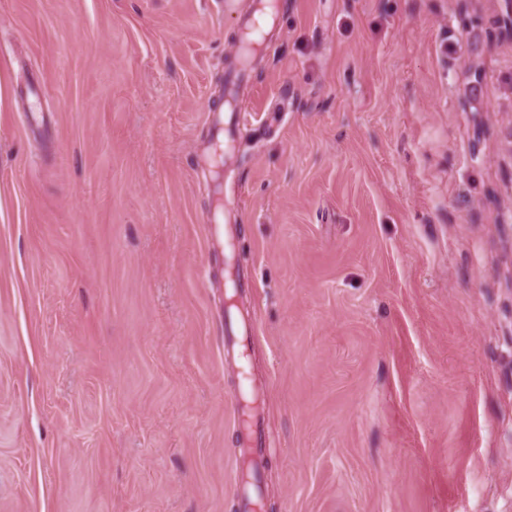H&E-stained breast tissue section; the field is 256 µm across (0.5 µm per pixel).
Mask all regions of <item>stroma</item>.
Returning a JSON list of instances; mask_svg holds the SVG:
<instances>
[{"label":"stroma","instance_id":"obj_1","mask_svg":"<svg viewBox=\"0 0 512 512\" xmlns=\"http://www.w3.org/2000/svg\"><path fill=\"white\" fill-rule=\"evenodd\" d=\"M0 0V512H241L223 268L268 512H512L505 0ZM249 334V324L244 317L227 323L224 327V359H239L243 347L249 340Z\"/></svg>","mask_w":512,"mask_h":512}]
</instances>
